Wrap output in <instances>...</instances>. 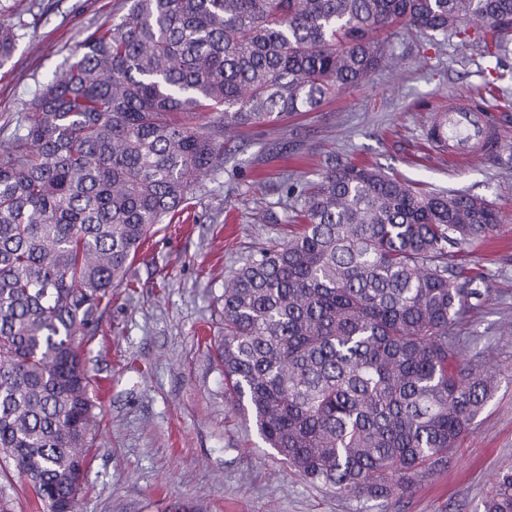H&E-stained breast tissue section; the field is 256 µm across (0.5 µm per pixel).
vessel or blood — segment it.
Segmentation results:
<instances>
[{"instance_id":"b4317fda","label":"vessel or blood","mask_w":512,"mask_h":512,"mask_svg":"<svg viewBox=\"0 0 512 512\" xmlns=\"http://www.w3.org/2000/svg\"><path fill=\"white\" fill-rule=\"evenodd\" d=\"M429 133L431 139L440 145L443 153L455 161L491 152L500 146L486 114L467 104H459L437 113L431 122Z\"/></svg>"}]
</instances>
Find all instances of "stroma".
Here are the masks:
<instances>
[{
    "label": "stroma",
    "instance_id": "1",
    "mask_svg": "<svg viewBox=\"0 0 512 512\" xmlns=\"http://www.w3.org/2000/svg\"><path fill=\"white\" fill-rule=\"evenodd\" d=\"M126 10L125 0H54L0 67V141L47 74ZM393 42L403 57L397 69L376 71L317 111L254 137L236 166L203 181L194 221L159 225L131 264L105 340L87 354L107 387L79 512H170L178 502L199 512H483L498 474L512 467V57L500 66L453 38L439 48L419 34ZM479 92L502 145L448 161L427 136L432 118ZM283 137L284 152L274 147ZM329 151L426 191L470 194L499 212L489 236L457 255L483 297L456 327L463 356L486 359L499 387L447 466L400 499L340 498L258 446L252 422L226 401L208 347L223 330L225 279L260 243L286 238L291 228L279 203L280 174L315 179ZM270 211L277 222H264Z\"/></svg>",
    "mask_w": 512,
    "mask_h": 512
}]
</instances>
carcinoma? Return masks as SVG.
I'll return each instance as SVG.
<instances>
[{
  "label": "carcinoma",
  "mask_w": 512,
  "mask_h": 512,
  "mask_svg": "<svg viewBox=\"0 0 512 512\" xmlns=\"http://www.w3.org/2000/svg\"><path fill=\"white\" fill-rule=\"evenodd\" d=\"M30 27L0 22V66ZM403 30L500 61L512 0H130L35 91L0 142V460L42 512H78L102 420L86 347L154 228L189 219L254 130L396 65ZM280 190L288 239L224 283V394L308 483L409 494L497 387L461 354L482 293L450 258L498 212L333 157ZM484 512H512V470Z\"/></svg>",
  "instance_id": "carcinoma-1"
}]
</instances>
